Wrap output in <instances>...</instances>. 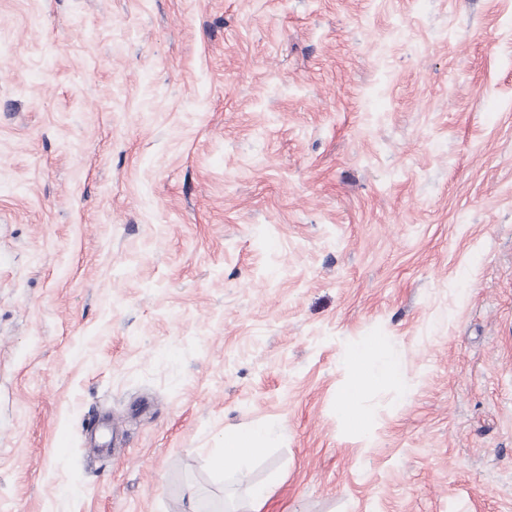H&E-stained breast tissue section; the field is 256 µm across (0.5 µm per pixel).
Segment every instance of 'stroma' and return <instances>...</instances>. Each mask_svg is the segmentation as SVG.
<instances>
[{
    "label": "stroma",
    "mask_w": 512,
    "mask_h": 512,
    "mask_svg": "<svg viewBox=\"0 0 512 512\" xmlns=\"http://www.w3.org/2000/svg\"><path fill=\"white\" fill-rule=\"evenodd\" d=\"M253 483L512 512V0H0V512ZM343 363L351 377L344 387L345 396L340 404V413L345 420L364 431L368 428V419L362 415H352L351 404L369 386L387 381L397 382V364L378 340L368 341L361 350L346 355ZM269 440V432L261 426L225 431L224 448L217 459V464L224 469L229 466L233 469L238 468L243 462L267 448Z\"/></svg>",
    "instance_id": "1"
}]
</instances>
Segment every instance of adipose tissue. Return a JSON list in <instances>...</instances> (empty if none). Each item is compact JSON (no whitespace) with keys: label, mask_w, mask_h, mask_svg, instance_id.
I'll return each instance as SVG.
<instances>
[{"label":"adipose tissue","mask_w":512,"mask_h":512,"mask_svg":"<svg viewBox=\"0 0 512 512\" xmlns=\"http://www.w3.org/2000/svg\"><path fill=\"white\" fill-rule=\"evenodd\" d=\"M344 363L351 377L344 387L345 396L340 404V413L351 424L364 430L368 427L367 418L352 414L351 405L367 387L387 381L397 382V364L378 340L368 341L361 350L346 355ZM269 440V432L260 426L225 432L224 448L217 459V464L224 469L239 467L267 448Z\"/></svg>","instance_id":"adipose-tissue-1"}]
</instances>
